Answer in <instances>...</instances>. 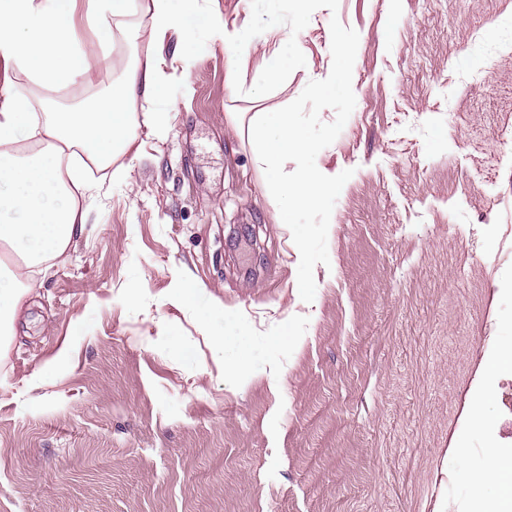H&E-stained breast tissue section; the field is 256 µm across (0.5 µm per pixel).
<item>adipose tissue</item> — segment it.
Instances as JSON below:
<instances>
[{"instance_id":"obj_1","label":"adipose tissue","mask_w":512,"mask_h":512,"mask_svg":"<svg viewBox=\"0 0 512 512\" xmlns=\"http://www.w3.org/2000/svg\"><path fill=\"white\" fill-rule=\"evenodd\" d=\"M75 11L76 0H0V59L31 83L27 90L0 92V248L17 257L14 270L0 271L1 336L13 335L20 307L39 277L65 260L83 232L89 209L81 201L95 191L86 177L89 165L119 153H140L131 107L153 110L152 133L167 132L168 114L155 109L172 66L166 41L184 44V63L197 60L204 48L222 47L233 89L238 71L256 49L257 28L284 43L292 38L268 17L228 23L218 0H184L178 11L169 0H85L84 17L98 40L113 38L126 17L148 15L153 53L144 64L130 67L124 57L78 36ZM199 25L208 34L202 48L190 43ZM102 73L113 76L103 97L74 112L47 110L44 90L90 83ZM24 141L29 149H21ZM485 474L491 488L487 512H512V454L490 451Z\"/></svg>"}]
</instances>
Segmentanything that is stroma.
<instances>
[{"label": "stroma", "instance_id": "35a3bbf8", "mask_svg": "<svg viewBox=\"0 0 512 512\" xmlns=\"http://www.w3.org/2000/svg\"><path fill=\"white\" fill-rule=\"evenodd\" d=\"M334 18L356 105L316 165L353 175L307 303L248 122L326 74ZM254 40L244 94L219 49L163 86L164 136L135 109L140 158L98 168L0 338V512H473L512 449L484 369L512 336V0H339L259 99Z\"/></svg>", "mask_w": 512, "mask_h": 512}]
</instances>
